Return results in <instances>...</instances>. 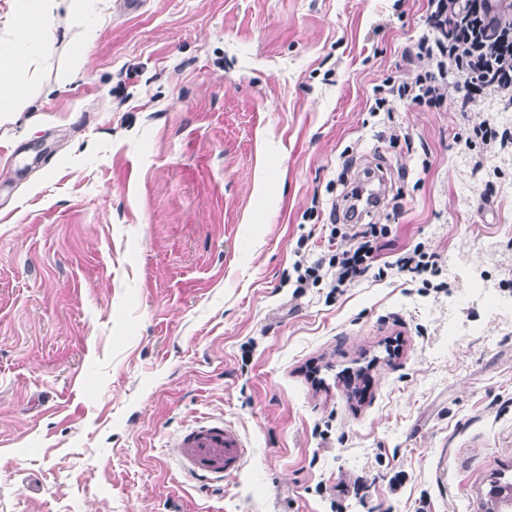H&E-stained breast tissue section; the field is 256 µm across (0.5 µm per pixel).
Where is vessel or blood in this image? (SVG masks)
I'll list each match as a JSON object with an SVG mask.
<instances>
[{"instance_id": "obj_1", "label": "vessel or blood", "mask_w": 512, "mask_h": 512, "mask_svg": "<svg viewBox=\"0 0 512 512\" xmlns=\"http://www.w3.org/2000/svg\"><path fill=\"white\" fill-rule=\"evenodd\" d=\"M173 446L183 468L209 482L240 472L245 463L244 440L235 429L218 421L179 432Z\"/></svg>"}]
</instances>
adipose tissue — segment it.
<instances>
[{
	"mask_svg": "<svg viewBox=\"0 0 512 512\" xmlns=\"http://www.w3.org/2000/svg\"><path fill=\"white\" fill-rule=\"evenodd\" d=\"M35 9L16 14L12 38L0 46V121L29 111L30 84L42 60L52 50L56 28L71 38L84 35L87 0H36Z\"/></svg>",
	"mask_w": 512,
	"mask_h": 512,
	"instance_id": "obj_1",
	"label": "adipose tissue"
}]
</instances>
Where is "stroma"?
<instances>
[{
  "mask_svg": "<svg viewBox=\"0 0 512 512\" xmlns=\"http://www.w3.org/2000/svg\"><path fill=\"white\" fill-rule=\"evenodd\" d=\"M89 2L90 43L57 33L0 124V512H486L512 480V150L479 167L465 139L501 108L370 111L428 69L404 57L427 0ZM367 167L382 261L425 243L447 288L289 282ZM201 420L248 448L220 484L170 455Z\"/></svg>",
  "mask_w": 512,
  "mask_h": 512,
  "instance_id": "1",
  "label": "stroma"
}]
</instances>
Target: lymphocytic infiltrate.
<instances>
[{
	"mask_svg": "<svg viewBox=\"0 0 512 512\" xmlns=\"http://www.w3.org/2000/svg\"><path fill=\"white\" fill-rule=\"evenodd\" d=\"M501 0H428L427 30L408 49V60H427L429 70L401 84L384 81L375 90L374 111L389 112L394 101L418 107L455 103L468 111L476 98L492 95L504 108L512 107V23L500 8ZM331 235H344L348 249L329 259L299 258L293 265L295 285L305 288L328 281L331 288L359 282L379 258L385 228L375 224L341 225L330 210Z\"/></svg>",
	"mask_w": 512,
	"mask_h": 512,
	"instance_id": "1",
	"label": "lymphocytic infiltrate"
}]
</instances>
